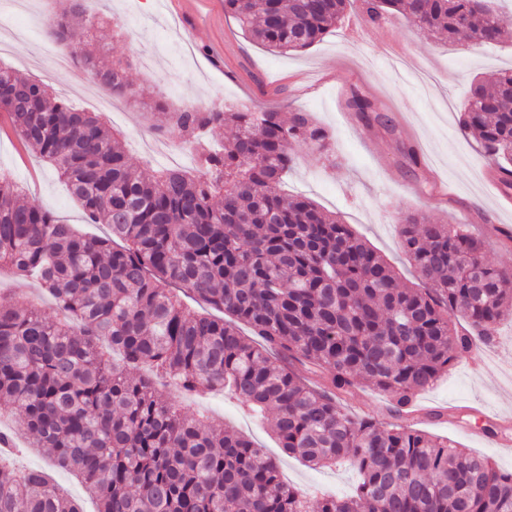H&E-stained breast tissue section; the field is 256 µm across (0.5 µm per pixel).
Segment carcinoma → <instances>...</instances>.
Returning <instances> with one entry per match:
<instances>
[{
    "instance_id": "obj_1",
    "label": "carcinoma",
    "mask_w": 512,
    "mask_h": 512,
    "mask_svg": "<svg viewBox=\"0 0 512 512\" xmlns=\"http://www.w3.org/2000/svg\"><path fill=\"white\" fill-rule=\"evenodd\" d=\"M489 0H224V12L273 52L322 40L354 8L373 24L403 12L448 40L501 39ZM100 22L77 0L46 33L116 96L136 97L127 63L99 65ZM347 106L377 115L355 90ZM155 130L195 150L202 174L167 170L157 180L133 168L95 112L75 109L43 83L0 65V111L18 137L54 164L87 223L86 236L48 207L22 199L0 171V267L36 279L68 314L48 321L31 301L0 303V401L25 416L23 434L75 473L97 512H512V472L446 439L407 426L353 417L337 399L360 378L390 392L401 413L432 386L472 339L461 317L490 340L512 314V270L488 264L464 224L409 214L401 246L422 288L405 286L349 226L277 186L307 144L328 149L308 112L283 121L272 110L186 105ZM461 129L474 136L504 192L512 190V70L477 86ZM237 129L213 151L201 134ZM227 318L196 313L174 291ZM247 324L258 341L242 336ZM108 341L122 363L105 356ZM147 366L187 392L221 389L270 420L287 453L315 468L348 462L356 495L318 496L285 483L277 462L246 437L182 416ZM325 374L312 386L300 368ZM0 512H82L39 470H18L0 448Z\"/></svg>"
}]
</instances>
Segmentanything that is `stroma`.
Wrapping results in <instances>:
<instances>
[{"label":"stroma","instance_id":"35a3bbf8","mask_svg":"<svg viewBox=\"0 0 512 512\" xmlns=\"http://www.w3.org/2000/svg\"><path fill=\"white\" fill-rule=\"evenodd\" d=\"M73 0H28L27 14L0 0V62L56 89L75 107L105 112L111 89L82 68L47 70L43 58L57 51L40 17L68 13ZM100 17L102 63L120 59L140 95L123 99L118 111L105 113L119 132L131 163L146 173L178 166L196 170V153L173 141L174 157L148 153L149 111L155 100L169 109L201 107L309 112L330 134L331 150L299 147L281 189L301 194L335 214L380 254L403 284L417 283L400 245L397 219L417 214L440 224H465L483 243L485 259L512 268V243L502 241L498 225H512V195L493 190L487 158L478 142L459 126L460 110L474 79L512 67V0L498 4L504 35L493 44L467 39L441 40L404 15L388 23H369L348 11L335 32L310 48L287 55L271 53L252 41L224 12V0H88ZM369 94L391 128L367 125L346 107L352 91ZM413 144L419 166H409L400 142ZM0 171L20 181L28 199L52 209L83 233L102 236L101 224L86 223L84 213L54 167L25 148L0 112ZM33 299L48 319L59 318L52 298L37 282L21 283L0 270V302ZM490 343H476L455 360L435 384L418 393L424 411L415 416L393 411V397L359 382L343 401L353 416L369 414L447 439L457 447L490 458L512 471V450L486 443L487 427L512 440V316L494 327ZM159 389L190 419L213 417L226 429L254 440L275 457L287 482L305 491L353 495L360 481L349 465L314 470L279 448L268 425L221 392L186 394L158 379ZM432 410L441 419L429 418ZM17 468L44 471L52 484L95 512L81 484L52 466L48 449L27 448L14 459Z\"/></svg>","mask_w":512,"mask_h":512}]
</instances>
